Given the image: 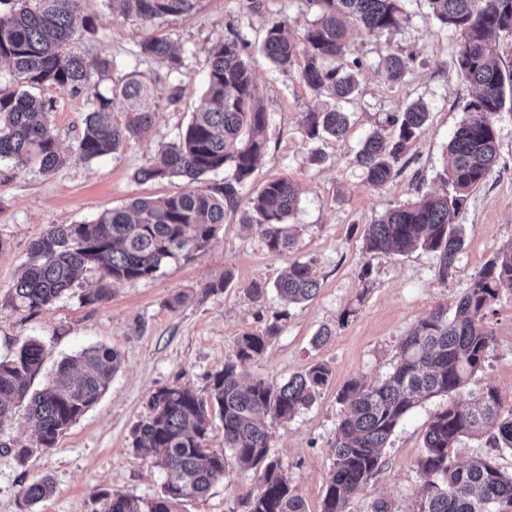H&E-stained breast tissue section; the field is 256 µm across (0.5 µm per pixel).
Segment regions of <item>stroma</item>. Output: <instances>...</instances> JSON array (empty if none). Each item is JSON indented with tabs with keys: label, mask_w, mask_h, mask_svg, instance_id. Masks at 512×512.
<instances>
[{
	"label": "stroma",
	"mask_w": 512,
	"mask_h": 512,
	"mask_svg": "<svg viewBox=\"0 0 512 512\" xmlns=\"http://www.w3.org/2000/svg\"><path fill=\"white\" fill-rule=\"evenodd\" d=\"M404 20L394 35L376 39L359 29L349 34V55L364 60L359 92L343 108L351 115L346 138L305 142L303 112L315 95L297 70L281 72L259 58L258 97L269 114L266 149L244 193L256 195L272 179L292 180L300 191L292 252H269L257 232L229 212L217 236L195 256L168 264L150 279L118 285L109 301L87 305L80 289L30 312L16 307L11 289L31 256V245L50 224L95 220L102 212L136 198H158L188 190L182 177L138 181L159 147L178 139L204 92L205 48L222 42L234 24L257 54L273 19L302 33L316 18L308 0H197L191 13L170 16L154 28L113 10L112 0H82V13L95 33L76 30L69 49L88 58L112 61L93 74L99 90L137 75L152 89L155 113L151 130L118 152L86 161L71 156L54 175L17 173L0 185V358L25 341L43 346V364L32 381L42 389L65 357L91 346L115 349L121 358L106 392L59 438L55 448L18 464L0 448V512H103L105 496L121 493L146 501L163 482L152 458L135 451L132 431L148 412L156 388L186 384L203 390L210 375L223 368L244 333L275 321L280 326L262 357L245 368L247 378L282 382L316 363L331 370L314 404L290 421L275 425L269 452L278 459L303 501L306 512H321L333 468L342 386L359 378L374 383L391 371L398 346L410 329L438 306H454L471 277L500 248L512 243V112L496 114L498 160L485 183L468 198L458 222L464 247L448 280L436 274L435 253L378 255L366 252L363 231L382 214L436 190L447 163L446 145L464 117L472 87L456 74L459 37L429 18L426 0H405ZM166 37L182 58L169 70L141 55L147 37ZM407 57L401 83L386 82L372 68L385 50ZM50 100L49 121L63 149L74 146L92 108L86 92L50 85L39 88ZM421 100L430 115L409 149L401 173L383 186L365 181L354 156L362 141L387 114ZM311 262L320 290L312 300L289 305L272 289L290 263ZM226 279L223 292L207 293V282ZM268 287L261 300L248 290ZM495 349L469 388L494 387L504 406H512V298L504 297L487 318ZM323 329L329 339L312 340ZM446 400L436 397L415 408L397 427L380 470L352 497L350 512H368L384 499L394 512H418L423 495L416 462L433 414ZM48 477L53 494L28 507L26 486ZM259 489L253 473L229 466L223 481L202 497L187 499L180 512H243L244 500Z\"/></svg>",
	"instance_id": "35a3bbf8"
}]
</instances>
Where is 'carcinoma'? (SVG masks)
I'll list each match as a JSON object with an SVG mask.
<instances>
[{
	"label": "carcinoma",
	"instance_id": "carcinoma-1",
	"mask_svg": "<svg viewBox=\"0 0 512 512\" xmlns=\"http://www.w3.org/2000/svg\"><path fill=\"white\" fill-rule=\"evenodd\" d=\"M122 14L145 25L191 12L197 0H117ZM317 17L295 35L284 20L268 24L260 53L281 70L303 56L301 78L316 98L348 101L358 90L363 62L355 58L342 69L333 62L348 52L349 28L380 38L398 31L403 0H309ZM429 17L460 37L457 74L475 89L463 105L464 118L447 146L450 164L439 175L443 190L424 192L411 203L388 210L364 230L368 253L405 255L417 249L436 254L435 274H455L464 246L457 218L468 196L480 187L496 163L497 131L493 117L512 104V70L501 65L499 39L512 37V0H427ZM80 12V0H0V63L8 64L14 87H0V184L15 172L56 173L66 157L53 133L52 104L32 90L45 85L90 91L92 110L83 119L75 151L85 160L117 152L149 131L151 88L135 76L102 93L91 85L92 72L103 73L111 61H87L67 52ZM248 41L230 30L224 42L205 50V97L185 131L161 147L153 163L137 172L140 181L183 177L199 182L230 171L203 190L161 198H137L107 210L89 223L50 224L31 247L33 258L12 288L17 306L41 309L77 287L79 276L93 271L95 287L81 295L92 305L112 298L120 283L155 277L172 260L203 251L224 223L226 211L248 207L246 224L256 228L272 253L291 251L296 233L287 220L298 209L299 191L287 178L267 182L254 197L244 188L266 145L269 115L256 96L253 59ZM140 53L175 69L181 58L170 42L152 37ZM408 60L395 52L379 55L375 71L397 83ZM125 113L124 122L112 112ZM429 109L421 101L390 113L363 141L355 161L372 185L392 181L402 159L422 132ZM309 142L344 138L350 115L335 106L313 105L302 117ZM278 297L299 304L313 299L319 283L311 264L296 261L275 283ZM503 294L512 295V244L498 250L476 272L456 301L453 312L434 309L401 341L393 371L382 381L353 379L343 385L336 426L334 468L321 512H348L350 499L379 469L387 443L399 423L423 401L448 397L424 435L417 472L427 492L419 512H512V473L496 459L476 457L461 463L453 454L464 436L488 437L498 452L512 453V409L503 410L495 388L461 399L471 378L484 368L495 340L486 318ZM280 326L273 321L239 337L224 369L210 376L205 391L182 385L159 387L148 399L149 413L133 430V447L159 452L154 465L164 474L157 495L145 502L123 494L106 495L104 512H178L184 500L205 495L224 479L229 462L257 475L259 491L244 501L245 512H305L288 475L269 453L270 428L308 409L327 384L330 369L321 363L277 383L254 378L243 385L244 368L261 357ZM42 347L31 340L0 360V426L26 402V421L33 446L7 447L21 464L35 452L55 446L58 438L102 396L119 368V353L90 347L63 360L55 377L30 392L40 370ZM219 416L224 449L205 447L210 423ZM53 491L41 478L24 490L34 505Z\"/></svg>",
	"mask_w": 512,
	"mask_h": 512
}]
</instances>
